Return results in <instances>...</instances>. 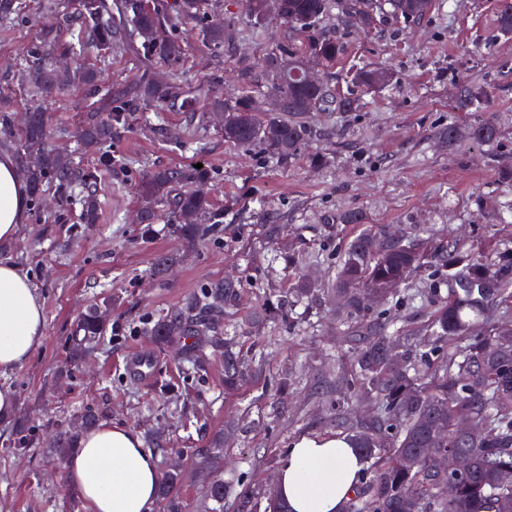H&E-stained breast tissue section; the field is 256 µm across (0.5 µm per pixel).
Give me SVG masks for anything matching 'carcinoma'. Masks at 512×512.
Here are the masks:
<instances>
[{"instance_id":"obj_1","label":"carcinoma","mask_w":512,"mask_h":512,"mask_svg":"<svg viewBox=\"0 0 512 512\" xmlns=\"http://www.w3.org/2000/svg\"><path fill=\"white\" fill-rule=\"evenodd\" d=\"M278 17L296 25V31L312 33L299 46L278 45L263 65L269 92L281 102L277 112H256L248 96L233 100L215 98L211 107L224 113V141L247 149H257L276 161L295 155L307 136V127L299 121L310 111L311 101L324 107L333 105L348 110L356 99H336L328 84L304 86L297 72L308 60L327 67L336 64L345 52L344 42L336 34L316 29V24L341 16L373 28L380 18L389 15L410 25L420 23L435 9V0H280ZM201 0H173L169 11L144 10L139 0H123L112 5L108 0H77L81 20L76 42L70 54L76 63L72 80L90 82L94 71L83 67L88 51L103 67L110 64L112 50L139 46L148 62L175 64L183 55L182 41L168 33L186 20L199 18ZM20 0H0V25L18 17ZM497 28L512 34V0H503L497 14ZM225 27L208 20L203 38L209 44H224ZM57 31L44 30L41 45L30 50L32 65L20 78L34 93H46L57 87L54 71L43 58L56 43ZM390 71L360 67L352 74L358 87L384 88L392 83ZM135 102H154L173 107L181 95L176 79L148 78L128 91ZM459 107L477 111L481 93L464 85L458 91ZM90 119L81 131L84 141L104 142L112 138V122L120 119L114 109ZM478 143H491L497 128L484 123L471 128ZM47 115L38 107L29 113L20 155L32 193L47 182L63 191L75 183L83 184L74 198L80 205L82 219L91 224L97 217L95 190L88 176L74 162L45 145ZM203 168L183 170L159 169L138 185V193L153 207L142 214L144 233L159 220L173 227V232L189 246L206 240L214 231L218 216L213 214L206 197L180 187L206 178ZM344 222L352 225L351 236L336 247L333 257L335 278L324 288L315 281L293 273L299 262L295 252H288L290 283L280 299V307L296 303L322 305L329 296L336 298L334 315L347 350L339 360L349 367L336 373V390L346 397L370 400L374 409L361 418L339 417L338 426L357 448L364 462L359 483L343 505L342 512H512V352L501 354L498 345L512 337V331L500 329L512 323V247L491 248L486 255L475 254L459 241L450 239L431 256L419 251L412 240L396 242L389 234L362 223L358 214ZM177 254L153 259L155 277L164 278L177 264ZM434 263L432 275L443 276L450 283L448 294L423 287L417 273ZM240 283L219 280L209 283L202 292L190 297L168 312L149 328L150 335L161 343L190 341L183 355L186 370H198L206 363L207 349L224 350V392L236 393L248 381V364L230 339L220 338L225 317L237 305ZM380 302L375 303L372 298ZM420 300L427 308V320L418 330L419 338L409 342L387 335L394 325L396 311L405 300ZM105 321L101 306L95 305L81 315L75 336L71 337V357L83 358L94 351ZM400 347L401 357L392 362L387 351ZM101 412L88 406L80 414L76 430L59 432L49 452L65 460L79 448L82 431L97 425ZM469 417L481 430L469 438L456 429L460 417ZM446 429L437 438L436 426ZM461 452L469 460L466 471L445 472L440 457L449 449ZM408 457L412 465L401 469L398 461ZM180 479L165 472L159 493L166 501L167 512H179L174 490ZM208 497L215 502L213 512H221L224 499L232 497L237 512H257L258 497L248 489L236 491L220 478L208 482Z\"/></svg>"}]
</instances>
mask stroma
<instances>
[{"label": "stroma", "instance_id": "obj_1", "mask_svg": "<svg viewBox=\"0 0 512 512\" xmlns=\"http://www.w3.org/2000/svg\"><path fill=\"white\" fill-rule=\"evenodd\" d=\"M48 1L22 0L16 24L0 26V111L11 120L0 131V152L17 154L26 112L46 106L49 143L80 161L99 208L96 223H83L80 206L45 184L41 199H29L16 239L0 244V261L18 265L35 286L47 324L46 340L29 362L0 380L17 395L14 414L0 420V512H86L48 439L88 406L102 410L103 422L143 436L165 430L170 442L154 456L161 469L170 457L182 459L181 512H209L196 453L216 437L223 440L216 475L264 492L276 483L293 441L336 433L337 415L357 409L325 385L344 347L328 307L276 317L257 335L246 331V318L277 306L288 286L284 251L292 246L311 255L345 241L352 227L343 217L350 213L384 231L402 227L428 253L451 237L476 253L489 242H512V221L500 219L512 190L496 183L499 168L512 167V36L497 31L501 0H436L430 17L411 25L387 18L364 30L328 21L347 53L324 78L336 95H355L356 103L305 113L310 135L285 162L226 143L210 102L238 95L266 101L262 65L275 45L294 40L290 23L273 14L254 21L245 0H204L206 14L229 22L231 39L214 48L202 42L199 23L179 29L185 53L174 69L184 94L196 99L194 111L143 103L131 111L123 92L145 67L130 48L113 51L89 86L40 96L21 84L27 48L38 46L56 14L75 10V0H56L53 12ZM363 66L391 71V86L353 89L349 73ZM464 83L483 92L481 111L455 109ZM107 100L127 108L126 119L113 124L111 142L84 144L81 128ZM481 121L498 129L492 147L467 136ZM450 125L460 138L449 147L440 136ZM106 154L112 166L102 164ZM198 164L209 176L200 190L223 222L187 253L166 223L144 234L135 221L136 186L153 170ZM269 221L280 227L277 240L264 234ZM179 251L184 259L156 279L153 258ZM228 276L242 289L223 332L240 338L252 363L247 384L230 395L223 357L212 356L188 377L174 349L148 334L188 296ZM105 300L112 311L97 349L81 371L66 374L80 314ZM141 350L153 356L145 382L126 370L128 357ZM287 369L293 389L283 393L278 379ZM20 425L28 438L23 449L15 443Z\"/></svg>", "mask_w": 512, "mask_h": 512}]
</instances>
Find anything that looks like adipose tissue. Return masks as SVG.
Here are the masks:
<instances>
[{
    "mask_svg": "<svg viewBox=\"0 0 512 512\" xmlns=\"http://www.w3.org/2000/svg\"><path fill=\"white\" fill-rule=\"evenodd\" d=\"M26 180L14 158L0 153V242L15 239L26 210ZM43 305L19 268L0 261V377L24 367L45 339ZM87 512H153L159 472L140 435L104 424L85 433L65 464ZM363 461L343 435L295 440L277 484L290 512H340L359 481Z\"/></svg>",
    "mask_w": 512,
    "mask_h": 512,
    "instance_id": "1",
    "label": "adipose tissue"
}]
</instances>
